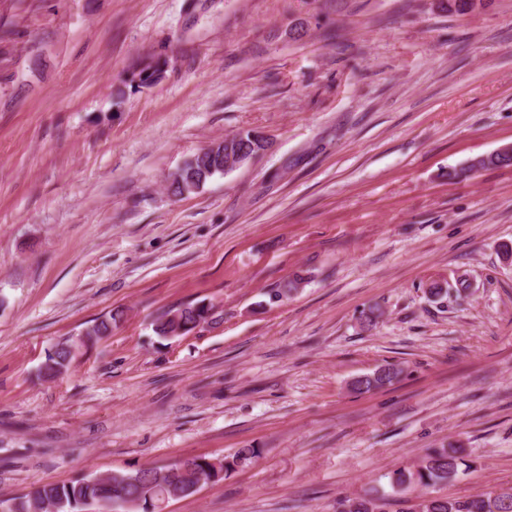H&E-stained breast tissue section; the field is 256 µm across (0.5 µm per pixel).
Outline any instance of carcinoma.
Here are the masks:
<instances>
[{
  "label": "carcinoma",
  "mask_w": 512,
  "mask_h": 512,
  "mask_svg": "<svg viewBox=\"0 0 512 512\" xmlns=\"http://www.w3.org/2000/svg\"><path fill=\"white\" fill-rule=\"evenodd\" d=\"M483 0H448V12L464 15L482 5ZM252 131L234 134L233 148L247 156H255L266 149L264 143L251 138ZM224 150L220 143L214 148L201 149L170 178L169 190L174 195L192 192L216 174L224 173ZM512 166V153L480 156L468 166L448 173V178L464 180L470 174L490 167ZM120 319L117 313L95 321L83 333V341L92 342L112 333V325ZM213 319V307L202 302L188 303L162 313L154 322V332L163 338L183 336L198 323ZM76 346L61 343L49 354L41 369L47 377H55L67 369L74 358ZM400 370L393 365L382 366L370 375L357 378L352 387L356 391H370L394 383ZM259 455L256 448H241L232 460L214 462L205 457H194L192 469L186 471L174 486L177 499L193 495L200 481L219 479L233 465L247 463ZM466 464L459 448H430L425 457L412 469H398L388 475L392 489L410 484L430 487L454 480L460 466ZM177 466L173 462L162 466H147L132 472H112L84 477L70 484L44 485L14 499L3 512H113L112 501L120 499L122 512H156V489L168 483V472ZM340 512H381L380 506L369 499H349ZM415 512H512V493L493 495L476 493L464 500L424 497L415 506Z\"/></svg>",
  "instance_id": "cac0c4a2"
}]
</instances>
